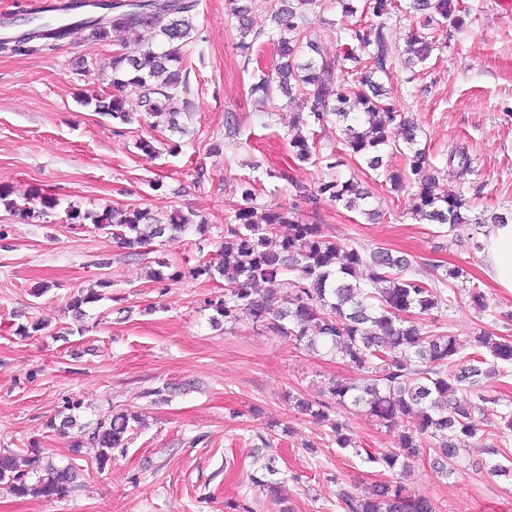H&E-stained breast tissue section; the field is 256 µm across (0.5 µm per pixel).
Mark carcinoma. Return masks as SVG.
Segmentation results:
<instances>
[{
	"label": "carcinoma",
	"mask_w": 512,
	"mask_h": 512,
	"mask_svg": "<svg viewBox=\"0 0 512 512\" xmlns=\"http://www.w3.org/2000/svg\"><path fill=\"white\" fill-rule=\"evenodd\" d=\"M232 4L239 40L236 49L250 60L255 45L265 40L276 48L277 61L272 68L254 75L251 91L271 100L280 94L288 103L308 111L297 124L320 129L336 123L344 135L345 150H330L322 157L333 171L344 165V153L357 155L367 167L385 168L387 179L397 189L420 183L411 215L418 222L446 225L453 229L471 223L468 205L462 195L450 189L437 191L436 180L425 174V154L417 148L420 128L413 119L397 110L386 90L373 80L375 75L389 76L398 58L404 64L426 62L438 48L431 30L444 20L451 28L460 23L458 0H412L410 8L426 12L420 30L413 33L402 51L393 47L385 34V23L370 27L344 29V51L335 59L309 58L300 63L304 49H314L308 32V14L318 0H281L274 15L275 29L252 30L249 10ZM199 0H105L99 9L104 15L79 19L77 27L88 31L94 41H107L117 34H132L142 43L140 57L125 60L112 57V92L96 102L98 111L113 120L128 124L134 110L128 94H135L138 106L154 119L151 126L167 120L169 127L180 129L178 113L166 101L188 92L187 73L182 71L183 43L193 29L192 19ZM28 29L0 39V51L7 54L35 53L51 47L49 41L67 35L58 27L41 33L44 26L35 19L26 20ZM365 62V73L350 81L345 76V62ZM316 132L306 136L298 130L288 140L293 157L309 163L317 154ZM399 150L404 160L399 168L384 166V153ZM317 192L348 210L365 209L368 192L361 182L336 178L324 180ZM255 188L244 181L242 203L224 219V241L218 262H202L187 274L224 279V297L211 303L224 322L233 323L248 316L269 332L293 340L311 352L325 350L364 370L359 384L335 382L329 387L330 398L343 408H362L368 414L397 429L395 448L381 456L367 455L368 461L393 472L397 466L430 448L433 466L441 474L451 472L460 455L457 441L482 437L472 407L455 399L464 387L485 400L483 359H466L464 344L447 333L424 332L416 318L439 308L444 299L434 280H425L410 269V262L386 248L366 251L353 245H340L325 234L322 225L307 223L281 207L268 209L258 216L253 206ZM201 234L209 232L205 220L196 223L176 211L163 221L150 211L128 208L105 211L95 216L97 229L112 235L127 246H149L174 240L191 225ZM287 224L291 233L283 236L279 227ZM180 270L166 276L160 270L151 278L163 281L186 274ZM98 292L90 289L72 298L69 308L74 317L83 315V306L96 301ZM487 353L505 366L512 365V340L494 335L476 337ZM300 410L330 425L339 448L359 446L344 432L343 425L329 418L325 405L313 408L297 400ZM418 414L417 429L400 427L403 419ZM138 416L123 411L96 423L89 444L98 449L96 459L105 466L115 449L128 444L131 423ZM486 461L491 473L509 477L512 467L503 464L499 451L490 446ZM26 468L19 466L17 454L0 450V483L20 497L45 499L67 497L75 489L77 467L70 463L59 467L43 463L44 449H26ZM279 474L275 458L269 457L261 472L251 475V482L275 495ZM344 512H435L433 502L409 495L396 480L377 485L363 497L348 492L339 494Z\"/></svg>",
	"instance_id": "obj_1"
}]
</instances>
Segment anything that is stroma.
I'll use <instances>...</instances> for the list:
<instances>
[{
	"instance_id": "35a3bbf8",
	"label": "stroma",
	"mask_w": 512,
	"mask_h": 512,
	"mask_svg": "<svg viewBox=\"0 0 512 512\" xmlns=\"http://www.w3.org/2000/svg\"><path fill=\"white\" fill-rule=\"evenodd\" d=\"M460 3L463 27L447 48L415 75L397 66L382 80L392 103L421 128L427 174L438 189L462 192L471 206V223L452 232L417 223L410 215L414 188L393 190L382 172L358 158L347 159L336 175L362 181L380 211L377 221L314 195L328 172L290 155L295 106L280 97L266 103L250 91L256 68L271 65L275 50L265 46L244 61L229 0H200L184 60L189 91L172 103L180 113L178 132L150 127L143 117L117 127L78 101L108 92L113 56L142 50L135 36L97 42L81 31L36 54H0V188L11 190L18 207L14 213L0 207V448L21 454L35 443L56 465L79 468L75 490L63 499L18 497L0 488V512H226L225 502L242 498L255 512H343L340 491L363 496L388 480V471L338 448L329 426L292 403L296 396L329 403V386L358 381L360 370L308 352L247 317L213 327L209 302L223 294L222 279L156 283L149 272L162 262L175 271L214 257L224 217L240 204L242 180L250 176L257 181V212L295 208L338 243L390 249L420 275L442 278L447 303L426 317L425 330L468 344L485 333L512 340V294L484 276L475 247L485 234L476 218L512 213V0ZM375 22L370 14L343 18L335 0H322L309 15V32L321 55L332 58L342 50L343 27ZM230 112L239 118L233 138L224 130ZM142 139L161 155H144L136 147ZM456 147L471 159L463 181L448 162ZM199 167L206 178L198 184L193 171ZM281 170L310 196L274 179ZM44 197L56 199V207L43 208ZM130 205L161 218L176 210L196 214L210 224V237L200 248L189 233L135 251L91 222L76 226L67 218L72 208L99 214ZM457 267L484 293L487 310L471 305L466 280L446 278ZM101 280L110 283L104 299L87 305L75 322L70 297ZM42 283L48 292L33 296ZM35 320L40 332L18 335L19 325ZM166 384L177 387L168 400L148 397ZM485 390L484 402L458 392L472 403L483 437L466 441L454 472L437 476L426 453L402 476L407 492L429 498L436 512H512V479L480 466L489 444L512 460V431L500 422L512 407V367L491 375ZM120 411L142 419L124 452L101 467L88 446L72 461L71 443ZM329 415L373 455L394 446L393 433L365 411ZM66 419L73 422L66 433L50 429V422ZM272 421L280 431L269 432ZM265 435L284 475L274 498L249 480L258 468L252 453Z\"/></svg>"
}]
</instances>
